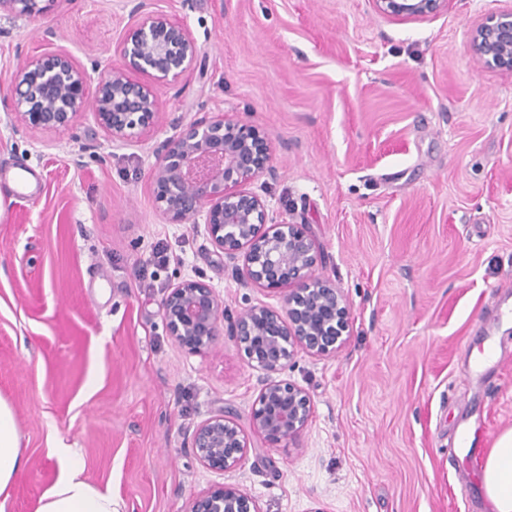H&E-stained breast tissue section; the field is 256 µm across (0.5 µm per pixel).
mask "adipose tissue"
I'll return each mask as SVG.
<instances>
[{
    "label": "adipose tissue",
    "instance_id": "obj_1",
    "mask_svg": "<svg viewBox=\"0 0 512 512\" xmlns=\"http://www.w3.org/2000/svg\"><path fill=\"white\" fill-rule=\"evenodd\" d=\"M58 479L38 501L36 512H116L111 493L84 477L83 456L73 448L57 449ZM20 433L12 407L0 398V512L4 496L21 469ZM482 482L492 512H512V429L498 437L482 467Z\"/></svg>",
    "mask_w": 512,
    "mask_h": 512
}]
</instances>
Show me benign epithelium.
I'll return each mask as SVG.
<instances>
[{
  "mask_svg": "<svg viewBox=\"0 0 512 512\" xmlns=\"http://www.w3.org/2000/svg\"><path fill=\"white\" fill-rule=\"evenodd\" d=\"M39 0H0L18 16L35 17ZM445 0H372L383 15L418 18L439 10ZM470 42L477 61L512 72V10L474 29ZM121 62L87 70L63 51L21 59L10 78L11 114L25 126L65 128L83 112L93 113L114 144L138 137L156 123L155 83L177 81L197 65L200 50L184 24L148 13L116 48ZM271 172L264 132L224 114L204 115L184 125L156 149L151 185L156 208L171 224L204 219L213 246L234 263L244 283L279 295L282 308L255 305L230 323L228 335L250 362L278 374L299 350L326 356L349 333L350 311L340 290L316 273L321 254L304 224L270 216L267 200L248 185ZM170 336L201 351L223 333L224 301L201 279L171 286L162 304ZM311 418V401L301 387L267 380L255 400L251 431L269 448L297 440ZM206 467L235 469L249 448L245 431L223 411L200 423L190 441ZM186 512H256L253 501L224 483L192 498Z\"/></svg>",
  "mask_w": 512,
  "mask_h": 512,
  "instance_id": "1",
  "label": "benign epithelium"
}]
</instances>
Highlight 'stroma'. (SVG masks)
Returning <instances> with one entry per match:
<instances>
[{
    "label": "stroma",
    "mask_w": 512,
    "mask_h": 512,
    "mask_svg": "<svg viewBox=\"0 0 512 512\" xmlns=\"http://www.w3.org/2000/svg\"><path fill=\"white\" fill-rule=\"evenodd\" d=\"M512 0H444L402 19L371 0H53L0 7V86L20 54L108 65L140 15L183 22L202 64L154 85L158 124L120 146L92 113L21 125L0 102V397L24 467L5 512H35L76 448L116 512H184L232 483L258 512H492L458 481L460 430L488 449L512 428V73L478 64L468 34ZM260 127L274 217L307 225L318 271L343 294L349 334L297 353L283 380L313 411L298 441L258 436L239 466L189 446L221 411L248 427L263 371L230 337L192 352L169 335V288L203 278L230 316L278 296L239 281L205 224L156 209L155 149L191 119ZM35 170L36 200L11 190ZM164 251L165 262L155 254ZM493 360L478 362L485 347Z\"/></svg>",
    "instance_id": "stroma-1"
}]
</instances>
